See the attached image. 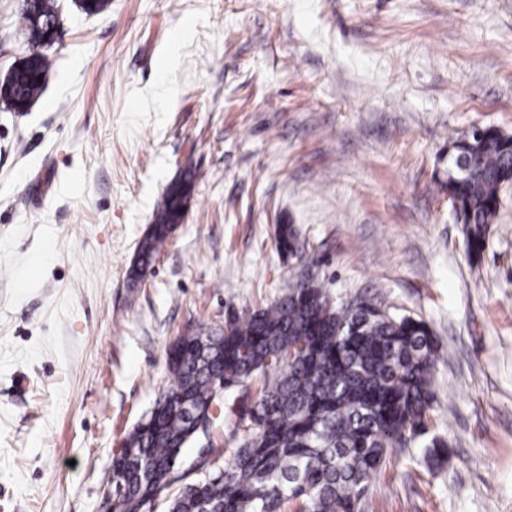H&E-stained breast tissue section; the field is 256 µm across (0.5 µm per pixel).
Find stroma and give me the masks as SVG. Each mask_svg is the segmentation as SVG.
<instances>
[{"label": "stroma", "instance_id": "1", "mask_svg": "<svg viewBox=\"0 0 512 512\" xmlns=\"http://www.w3.org/2000/svg\"><path fill=\"white\" fill-rule=\"evenodd\" d=\"M43 95L0 107V512H112V458L173 382L170 345L302 274L425 321L430 432L364 512H512V185L469 261L448 141L512 134V0H58ZM0 0V78L29 52ZM181 223L129 270L168 186ZM292 224L304 260L282 258ZM246 427L186 448L228 458ZM277 249L288 257H299L298 232L292 224H280L276 231Z\"/></svg>", "mask_w": 512, "mask_h": 512}]
</instances>
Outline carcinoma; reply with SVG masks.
<instances>
[{
    "label": "carcinoma",
    "instance_id": "carcinoma-1",
    "mask_svg": "<svg viewBox=\"0 0 512 512\" xmlns=\"http://www.w3.org/2000/svg\"><path fill=\"white\" fill-rule=\"evenodd\" d=\"M19 28L34 52L8 73L0 103L24 112L53 66L41 50L58 20L57 0H22ZM471 168H457L460 157ZM195 171L187 167L164 196L137 248L133 277L147 269L180 223ZM512 182V135L484 127L448 143V199L463 216L465 249L479 255L502 187ZM277 249L299 256L298 232L280 224ZM179 337L167 353L173 382L112 459V512H137L168 499L167 512H361L369 482L398 441L427 430L438 347L429 325L366 302L335 306L314 279L269 307L224 328ZM276 377L233 427L250 434L223 468L200 474L196 487L170 488L182 451L196 438L189 416L213 402L219 380L240 384L257 372Z\"/></svg>",
    "mask_w": 512,
    "mask_h": 512
}]
</instances>
